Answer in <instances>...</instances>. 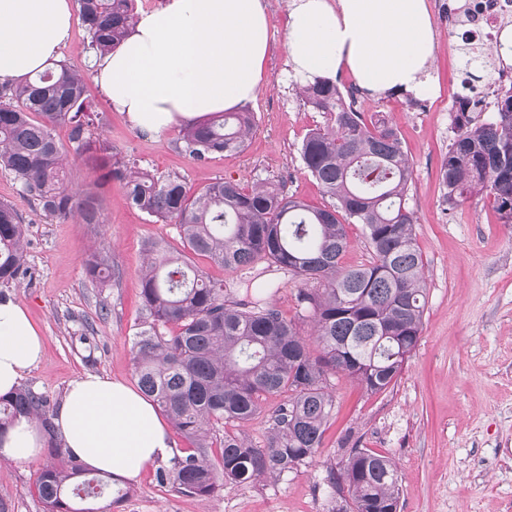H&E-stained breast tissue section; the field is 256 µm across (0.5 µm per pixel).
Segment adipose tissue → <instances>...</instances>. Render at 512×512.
I'll return each mask as SVG.
<instances>
[{"label":"adipose tissue","mask_w":512,"mask_h":512,"mask_svg":"<svg viewBox=\"0 0 512 512\" xmlns=\"http://www.w3.org/2000/svg\"><path fill=\"white\" fill-rule=\"evenodd\" d=\"M71 26V0H0V82L52 64ZM269 39L263 0H166L140 11L124 41L94 60L95 78L113 110L157 137L178 121L254 100ZM285 45L300 80L346 67L371 95L431 86L435 36L425 0H289ZM43 352L25 308L0 296V395L14 391ZM53 422L67 452L117 478L138 477L170 447L157 407L98 373L69 383ZM45 446L38 424L20 417L0 433V461H32Z\"/></svg>","instance_id":"obj_1"}]
</instances>
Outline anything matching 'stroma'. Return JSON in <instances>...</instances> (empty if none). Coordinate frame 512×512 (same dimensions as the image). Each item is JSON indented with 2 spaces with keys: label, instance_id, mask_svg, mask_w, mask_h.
Returning a JSON list of instances; mask_svg holds the SVG:
<instances>
[{
  "label": "stroma",
  "instance_id": "stroma-1",
  "mask_svg": "<svg viewBox=\"0 0 512 512\" xmlns=\"http://www.w3.org/2000/svg\"><path fill=\"white\" fill-rule=\"evenodd\" d=\"M265 4L270 47L259 94L245 106L255 127L244 151L194 160L181 151L179 131L152 137L133 129L90 76L85 97L97 114L92 136L106 139L114 154L140 168L179 173L194 190L218 180L247 188L267 176L311 206L331 205L300 157L303 138L325 118L285 80L288 0ZM435 43L433 90L359 95L364 118L384 117L408 151L409 205L425 263L420 340L394 386L369 394L347 374L332 376L336 413L317 456L298 470L227 483L203 499L158 479L170 464L163 458L148 464L130 483L129 495L106 512H330L340 496L329 471L350 448L395 460L400 512H512V224L502 223L486 195L449 206L439 178L456 138L449 96L480 99L488 118L496 110V87L478 70L463 84L457 32L436 28ZM103 174L99 163L72 158L69 186L96 195L104 221L61 223L23 198L13 175L0 169V201L13 204L26 224L28 267L18 281L0 284V295L16 296L43 338L44 355L22 383L54 404L83 373L135 384L132 341L144 318L143 245L161 238L171 248L181 246L175 224L152 222L129 204L119 183H104ZM96 249L112 261V277L102 286L89 281L83 268ZM50 461L45 454L31 462H0V499L9 512H43L34 484Z\"/></svg>",
  "mask_w": 512,
  "mask_h": 512
}]
</instances>
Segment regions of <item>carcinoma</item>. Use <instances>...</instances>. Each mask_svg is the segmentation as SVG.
I'll use <instances>...</instances> for the list:
<instances>
[{
	"label": "carcinoma",
	"instance_id": "cac0c4a2",
	"mask_svg": "<svg viewBox=\"0 0 512 512\" xmlns=\"http://www.w3.org/2000/svg\"><path fill=\"white\" fill-rule=\"evenodd\" d=\"M77 2L90 46L101 54L120 45L136 17L132 0ZM299 94L326 118L300 149L305 169L334 199L323 208L285 194L269 178L248 189L221 180L192 191L176 173L133 169L112 156L107 142L86 137L91 118L84 73L64 61L30 81L0 83V168L14 175L22 195L45 215L104 223L95 195L79 198L64 183L74 152L104 159V182H119L131 204L155 222L179 226L182 250L162 240L144 244L146 320L134 335L132 355L140 391L194 442L159 472L189 495L207 498L227 481L280 477L311 463L335 410L330 377L344 371L366 391L383 392L396 382L421 335L424 261L409 206L412 165L400 134L383 122H366L329 77L300 85ZM496 106L490 120L479 111L456 113L458 134L439 176L449 205L490 196L502 222L512 224V85L497 89ZM59 124L70 128L67 146L54 133ZM254 125L250 112H215L183 128L181 150L199 160L241 151ZM350 224L362 225L370 250L369 262L357 267L342 264ZM25 233L16 209L0 202V284L26 273ZM192 254L231 271L262 275L275 269L306 284L296 299L310 313L313 341L276 305L249 291L241 298L210 278ZM111 270L101 251L85 261L93 282H105ZM280 395L286 400L269 413L263 446L226 429L222 469H216L207 427L249 421L265 411L268 398ZM19 415L50 435L55 462L35 482L44 512H104L98 499L112 481L85 478L78 458L53 438L50 399L26 386L0 396V430ZM332 486L348 490L351 512H399L395 463L369 449H351L333 471Z\"/></svg>",
	"mask_w": 512,
	"mask_h": 512
}]
</instances>
